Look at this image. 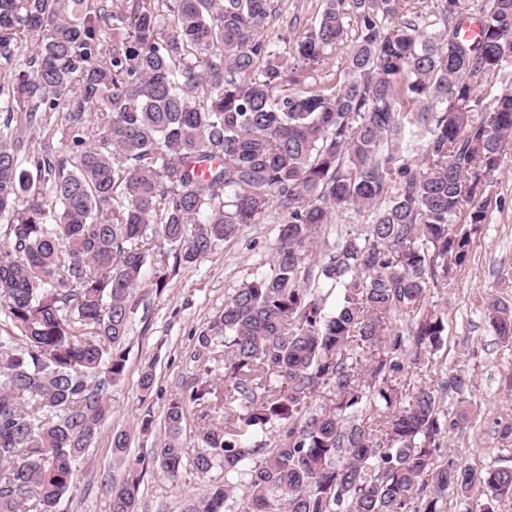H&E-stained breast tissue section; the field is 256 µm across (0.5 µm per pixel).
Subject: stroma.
Wrapping results in <instances>:
<instances>
[{"label":"stroma","mask_w":512,"mask_h":512,"mask_svg":"<svg viewBox=\"0 0 512 512\" xmlns=\"http://www.w3.org/2000/svg\"><path fill=\"white\" fill-rule=\"evenodd\" d=\"M281 16L275 27L292 36L314 25L322 0H275ZM490 201L488 218L472 238L468 261L447 287L431 291L428 301L445 310L448 334L439 352L447 365L465 368L472 379L469 399L477 413L473 426L448 436V451L476 467L512 464V448L499 447L495 430L499 419L512 416V395L506 382L512 377V350L502 347L488 331L484 308L490 296L512 303V144L501 167L485 186ZM274 222L242 226L237 237L214 254L180 267L161 293H148L140 303L125 346L128 353L124 379L112 388V414L78 467L73 488L61 512H111L105 480L120 478L124 465L112 454L113 431L131 427L144 412H152L154 428L132 440V455L144 461L137 512H182L186 497L204 495L211 484L223 481L222 470L207 477L185 472L171 483L154 459L165 438L163 412L173 398L189 396L190 383L199 373L194 359L196 338L224 307V300L253 273L269 269ZM153 365L155 383L142 397L139 375Z\"/></svg>","instance_id":"35a3bbf8"}]
</instances>
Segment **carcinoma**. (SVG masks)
Instances as JSON below:
<instances>
[{"label": "carcinoma", "mask_w": 512, "mask_h": 512, "mask_svg": "<svg viewBox=\"0 0 512 512\" xmlns=\"http://www.w3.org/2000/svg\"><path fill=\"white\" fill-rule=\"evenodd\" d=\"M422 3L323 0L277 51L273 0H0V512H59L125 375L138 292L271 216L269 271L196 338L192 451L186 402L163 413L169 481L224 470L182 512H448L450 489L497 512L512 497V466L438 458L476 415L426 303L467 261L512 142V88L493 93L512 0H433L431 21ZM347 40L342 77L300 89ZM347 211L369 223L322 247ZM164 247L172 266L145 282ZM321 288L340 290L336 311ZM485 322L512 347L511 305L492 299ZM412 365L429 375L405 394ZM496 435L511 448L512 419ZM131 441L112 432L127 464L106 483L112 512H136Z\"/></svg>", "instance_id": "obj_1"}]
</instances>
